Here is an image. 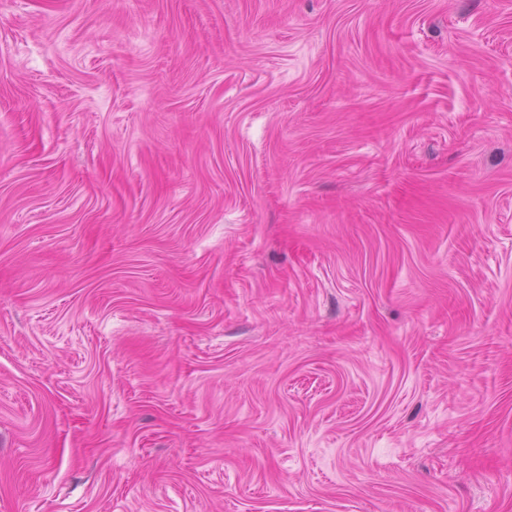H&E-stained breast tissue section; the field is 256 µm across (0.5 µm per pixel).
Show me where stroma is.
<instances>
[{
  "label": "stroma",
  "mask_w": 512,
  "mask_h": 512,
  "mask_svg": "<svg viewBox=\"0 0 512 512\" xmlns=\"http://www.w3.org/2000/svg\"><path fill=\"white\" fill-rule=\"evenodd\" d=\"M0 512H512V0H0Z\"/></svg>",
  "instance_id": "35a3bbf8"
}]
</instances>
